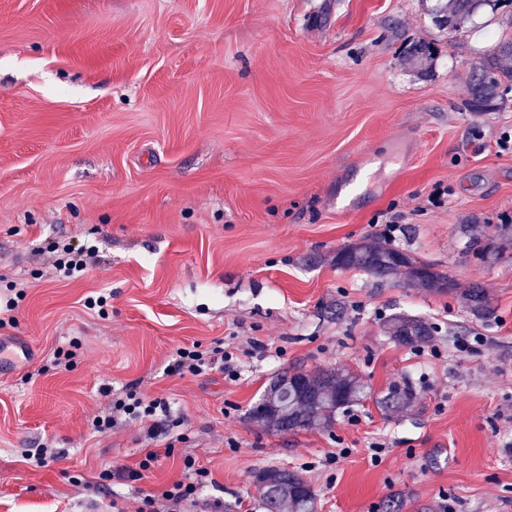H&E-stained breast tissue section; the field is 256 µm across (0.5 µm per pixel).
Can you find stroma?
<instances>
[{"instance_id": "35a3bbf8", "label": "stroma", "mask_w": 512, "mask_h": 512, "mask_svg": "<svg viewBox=\"0 0 512 512\" xmlns=\"http://www.w3.org/2000/svg\"><path fill=\"white\" fill-rule=\"evenodd\" d=\"M436 6L0 0V299L17 303L0 337L35 348L0 376V512H136L187 457L211 477L189 512L217 497L264 512L252 474L268 466L299 472L318 512H440L445 498L512 512V148L499 146L512 82L466 103L484 58L512 42V0L458 26ZM416 43L431 57H410ZM68 241L98 252L75 278L49 256ZM364 241L483 288L494 319L400 274L336 268L337 249ZM399 312L434 323L433 340L391 341ZM253 338L267 348L237 379L165 372L177 348ZM337 368L370 398L331 427L249 418L276 375ZM405 377L414 407L383 415L375 397ZM131 385L167 406L156 436L136 421L91 433ZM169 442L146 479L98 485ZM45 443L67 457L25 459Z\"/></svg>"}]
</instances>
